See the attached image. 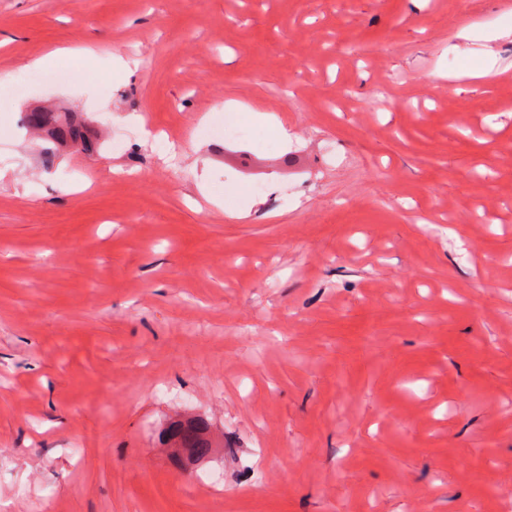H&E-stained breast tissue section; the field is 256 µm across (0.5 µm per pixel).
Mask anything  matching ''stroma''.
I'll return each mask as SVG.
<instances>
[{
  "label": "stroma",
  "instance_id": "1",
  "mask_svg": "<svg viewBox=\"0 0 512 512\" xmlns=\"http://www.w3.org/2000/svg\"><path fill=\"white\" fill-rule=\"evenodd\" d=\"M0 168L9 512H512L507 0H0ZM25 122L34 129L46 131L48 137L58 144L75 146L86 153L94 152L96 149V143L66 112H28ZM201 424L173 422L160 434L162 441L170 442L174 448H183L191 455L203 457L209 454L211 445L204 437Z\"/></svg>",
  "mask_w": 512,
  "mask_h": 512
}]
</instances>
